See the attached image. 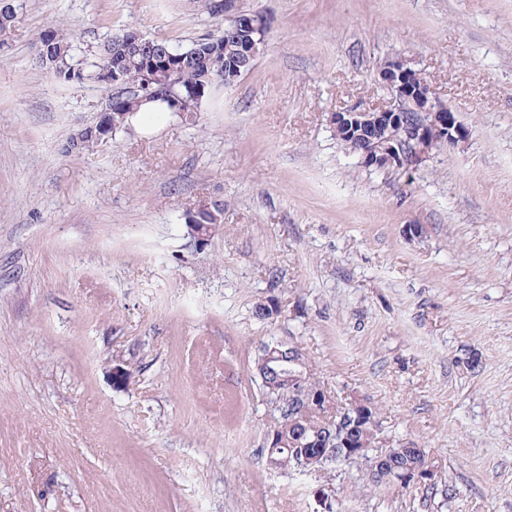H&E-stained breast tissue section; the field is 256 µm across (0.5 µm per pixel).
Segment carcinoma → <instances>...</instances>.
<instances>
[{
	"label": "carcinoma",
	"mask_w": 512,
	"mask_h": 512,
	"mask_svg": "<svg viewBox=\"0 0 512 512\" xmlns=\"http://www.w3.org/2000/svg\"><path fill=\"white\" fill-rule=\"evenodd\" d=\"M128 31L109 36L95 54L94 76L108 69L116 72L120 79L116 82L118 91L99 123L84 130L71 141L70 148L81 149L90 143L105 139L113 132L128 125L130 114L142 106L161 102L168 112H197L204 97L216 82L226 81L229 63L237 46L254 42L262 46L256 33L240 31L224 25V34L217 38L201 39L188 48L174 47L163 40H151L156 50H168L172 54L171 67L152 70L143 65L142 56L127 42ZM38 44L42 55L39 61L43 67L63 83H79L87 79L86 68L74 61L73 45L67 29L59 23H50L41 29ZM259 387L266 403L276 406L274 409L275 440L267 448L266 459L269 469L299 470V457L303 448L320 438L325 429V406L314 401L324 393L320 382L313 374H303L299 396L291 393L288 380L272 376L259 378ZM359 404L355 418L356 436L368 447L367 455L343 459L332 457L325 460L322 468L338 464L357 463L370 468L372 455L376 448H389L388 472L381 477H371L376 487H392L406 490L410 483L405 476L426 463L428 457L424 449L414 441L391 439L382 430L374 429L380 424L379 413L374 406L365 405V400L357 399Z\"/></svg>",
	"instance_id": "1"
}]
</instances>
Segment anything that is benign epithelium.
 Here are the masks:
<instances>
[{"mask_svg": "<svg viewBox=\"0 0 512 512\" xmlns=\"http://www.w3.org/2000/svg\"><path fill=\"white\" fill-rule=\"evenodd\" d=\"M215 10L235 26L252 30H266V22L257 14L244 11L237 0H217ZM412 67L407 60L396 58L381 72V79L390 91V100L365 108L351 107L331 113L330 126L342 130L350 140L352 152L368 168L385 170L390 168L413 169L436 148L452 146L469 135L468 130L456 121L450 110L440 107L434 90L423 83L427 91L420 96L416 107H409L410 97L405 80ZM210 210L204 204L187 214L191 234L205 241L214 225L201 218L203 211ZM358 452L347 422L336 424L328 438L315 448V452L303 457L299 467L304 471L315 469V465L328 455L333 447ZM435 480V469L431 463L420 467L408 476L413 485L431 483Z\"/></svg>", "mask_w": 512, "mask_h": 512, "instance_id": "benign-epithelium-1", "label": "benign epithelium"}]
</instances>
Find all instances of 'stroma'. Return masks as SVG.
I'll return each mask as SVG.
<instances>
[{"mask_svg":"<svg viewBox=\"0 0 512 512\" xmlns=\"http://www.w3.org/2000/svg\"><path fill=\"white\" fill-rule=\"evenodd\" d=\"M269 30L200 112L74 151L113 93L63 84L108 34L188 47L198 0H24L0 37V512H512V0H240ZM410 59L471 134L364 167L330 113ZM224 206L205 244L185 223ZM278 313L259 318L258 305ZM414 440L437 491L269 470L262 344ZM38 44L43 67L63 83H79L87 79L86 67L74 61L73 45L67 29L59 23H50L41 29Z\"/></svg>","mask_w":512,"mask_h":512,"instance_id":"1","label":"stroma"}]
</instances>
